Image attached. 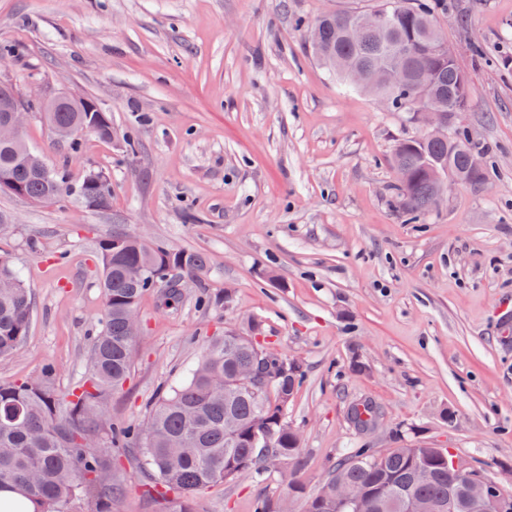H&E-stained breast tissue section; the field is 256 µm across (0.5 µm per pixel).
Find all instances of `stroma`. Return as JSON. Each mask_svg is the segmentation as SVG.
Wrapping results in <instances>:
<instances>
[{
  "label": "stroma",
  "instance_id": "1",
  "mask_svg": "<svg viewBox=\"0 0 512 512\" xmlns=\"http://www.w3.org/2000/svg\"><path fill=\"white\" fill-rule=\"evenodd\" d=\"M377 0H0V85L25 101L94 100L114 135L72 152L43 112L25 141L70 184L92 170L108 207L0 193L13 228L0 256L34 299L0 382L41 378L67 394L83 377L104 300L98 244L116 230L207 254L180 304H139L130 376L105 420L143 422L212 337L252 320L266 346L301 361L288 404L301 435L296 478L317 491L348 448H448L487 476L512 468V0H441L435 20L468 72L465 121L485 151L488 187L455 186L416 221L402 213L396 143L422 135L407 113L344 91L308 48L327 13ZM485 61H475L473 44ZM135 151H128L126 138ZM360 358L366 369L353 371ZM368 402L376 427L348 409ZM285 467L248 472L195 497V512H253L288 494ZM112 512H156L135 455L112 471Z\"/></svg>",
  "mask_w": 512,
  "mask_h": 512
}]
</instances>
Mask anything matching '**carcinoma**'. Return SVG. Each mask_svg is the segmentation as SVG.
<instances>
[{
	"label": "carcinoma",
	"mask_w": 512,
	"mask_h": 512,
	"mask_svg": "<svg viewBox=\"0 0 512 512\" xmlns=\"http://www.w3.org/2000/svg\"><path fill=\"white\" fill-rule=\"evenodd\" d=\"M374 13L386 15L388 26L367 38L352 32L360 12L322 16L311 28L317 61L348 86L355 73L382 74L394 64L403 66L404 84L381 82L377 87L392 112L412 115L422 107L444 113L467 111L470 81L453 52L437 57L428 51L435 24L432 5L426 0H380ZM45 118L54 128L74 130L69 139L73 151L80 148L84 124L92 125L99 138L112 139L107 114L98 119L60 107L45 113ZM471 149H478V142L469 127L456 123L446 136L423 134L398 142L394 163L405 170V179L398 183L399 202L410 219L432 209L439 177L451 173L459 183L474 186L489 178L486 168H468L466 151ZM39 160L21 137L0 141V174L19 185V197L40 202L52 195L59 202L75 195L85 204L99 198L102 207L109 205L110 183L102 172H89L73 187L64 171L44 170ZM99 255L104 314L81 383L64 397L52 387L50 369L39 380L0 383V483L27 494L36 504L34 512H112V499L122 493L112 481V463L134 447L161 500L176 504V512H194L198 491L230 482L242 469L266 468V457L254 444L258 437H268V449L285 463L299 464L300 446L291 439L286 409L304 377L272 383L258 377L250 387H233L227 393L222 386L253 359L262 330L255 320L246 333L213 339L188 377L158 396L144 422L102 419L96 409L108 392L124 384L132 366L137 330L128 322L127 311L148 292L158 294L165 306L178 304L183 278L203 273L209 260L202 253L175 250L120 230L100 241ZM131 266L144 268L142 279L128 278ZM32 312L25 280L10 260L0 257V357L20 349ZM349 415L364 429L374 425L377 410L363 403ZM365 458L364 449L351 448L336 458L331 474L368 488H407L429 505L448 500L453 483L448 463L435 460L418 474L417 464L432 458L427 449L389 452L376 467L365 464Z\"/></svg>",
	"instance_id": "carcinoma-1"
}]
</instances>
